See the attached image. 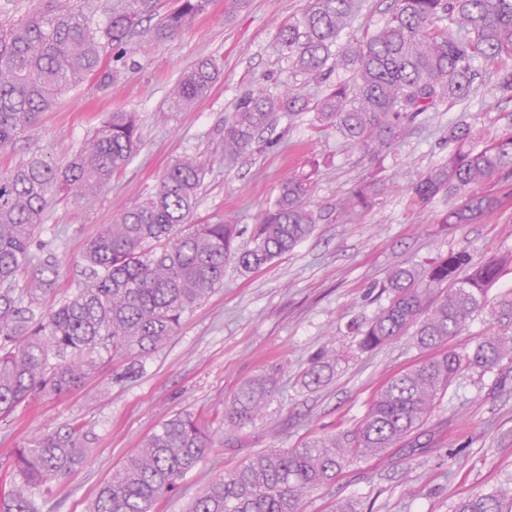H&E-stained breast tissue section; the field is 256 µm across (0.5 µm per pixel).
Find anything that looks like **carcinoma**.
I'll list each match as a JSON object with an SVG mask.
<instances>
[{"label":"carcinoma","instance_id":"carcinoma-1","mask_svg":"<svg viewBox=\"0 0 512 512\" xmlns=\"http://www.w3.org/2000/svg\"><path fill=\"white\" fill-rule=\"evenodd\" d=\"M160 0H113L98 27L77 5L43 6L17 21L0 23V152L11 146L39 113L59 96L94 78L113 85L117 70L107 49L121 50L142 22L156 15ZM208 0H180L152 37L170 38ZM357 0H310L303 17L282 28L279 41L294 71L323 81L335 69L352 73L314 105L317 119L350 143L384 147L402 125L446 100L467 97L474 62L500 65L498 90L512 94V0H393L390 17L370 35L336 46V34L350 23ZM449 24H444V21ZM217 79L215 63L199 60L179 79L168 107L192 109ZM309 101L287 91L273 94L258 84L241 96L224 128V158L236 159L256 143L275 113L303 112ZM141 139L136 117L116 111L62 165L32 156L0 176V414L22 403L79 386L100 351L143 358L180 328L185 313L224 285L229 262L251 271L270 264L309 237L317 224L308 186L290 179L265 212L253 246L235 247L231 224H192L206 164L194 157L172 163L156 191L143 203L101 227L83 251L87 280L70 298L48 308L38 294L55 286L57 257L38 239L44 212L62 194L89 199L122 172ZM448 159L421 175L411 198L426 205L440 194H460L444 224H467L496 206L482 186L512 171V132L481 146L470 128L448 134ZM370 185L354 189L343 208L367 205ZM41 250L40 278L26 294L16 283L28 269L33 248ZM503 260L476 262L464 250L450 251L425 271L427 285L445 286L436 296L416 286L419 274L398 267L388 277L393 297L361 331V346L374 349L415 328L418 346L435 349L461 335L487 306V287ZM491 316L512 326V292L501 295ZM512 363V335L480 337L466 352H441L392 377L348 439L328 435L301 448L263 451L231 473L208 481L188 512H300L303 494L336 478L342 468L379 455L413 435L430 414L437 395L469 369L493 371ZM264 379L242 384L228 421L243 427L267 405ZM216 419L177 414L150 434L119 470L104 481L90 512H155L188 473L224 446L215 439ZM91 432L82 423L47 431L17 448L10 487L0 490V512H42L58 481L83 464ZM456 512H512V487L461 499Z\"/></svg>","mask_w":512,"mask_h":512}]
</instances>
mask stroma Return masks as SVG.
I'll return each instance as SVG.
<instances>
[{
  "label": "stroma",
  "mask_w": 512,
  "mask_h": 512,
  "mask_svg": "<svg viewBox=\"0 0 512 512\" xmlns=\"http://www.w3.org/2000/svg\"><path fill=\"white\" fill-rule=\"evenodd\" d=\"M307 3L250 0L233 9L228 0H210L182 32L158 43L150 40L154 21H145L123 49L117 86L89 80L65 92L53 111L0 152L1 176L35 154L65 163L112 112L135 113L140 127L137 152L98 197L49 202L41 238L56 252L59 277L40 298L46 307L81 287L86 243L101 225L148 198L176 157L195 155L208 164L193 223L235 225L239 248L251 246L255 224L288 179H308L320 215L312 235L269 265L247 272L228 264L223 287L138 362L135 377L124 375L128 360L102 352L78 388L0 415V475L15 448L45 430L78 418L95 434L86 462L54 485L44 512H86L112 470L163 421L180 412L225 413L237 387L260 375L276 381L261 415L239 436L225 437L223 447L160 502L159 512H184L198 485L258 452L353 431L387 379L427 357L409 332L372 350L360 347L358 326L389 302V271L410 266L420 272L452 250H467L478 261L512 252V177L489 185L499 206L468 224L441 223L454 199L421 207L409 192L421 174L447 159L451 127L467 124L486 143L512 131V97L496 88L497 65L483 60L475 64L478 77L468 97L419 115L380 155L344 142L313 113L280 112L252 151L225 164L224 125L254 81H267L276 92L290 83L310 100L324 92V85L291 73L278 39ZM390 6L391 0H360L337 43L380 28ZM203 57L219 68L212 92L193 111H169L170 90ZM362 183L374 184V195L356 215L345 214L341 198ZM323 349L336 359L325 382L314 386L306 372ZM505 481L512 482V364L466 372L401 446L355 461L330 484L305 492L301 510L332 512L337 501L350 499L359 512H454L460 498Z\"/></svg>",
  "instance_id": "1"
}]
</instances>
